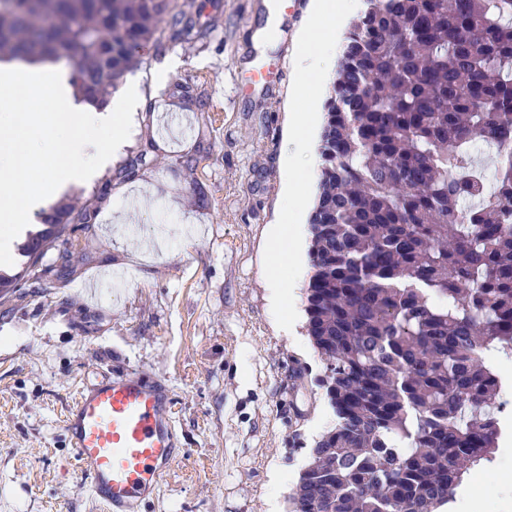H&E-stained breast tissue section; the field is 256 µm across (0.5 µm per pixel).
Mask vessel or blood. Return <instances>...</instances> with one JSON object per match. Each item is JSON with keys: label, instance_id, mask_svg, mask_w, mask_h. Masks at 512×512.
<instances>
[{"label": "vessel or blood", "instance_id": "b4317fda", "mask_svg": "<svg viewBox=\"0 0 512 512\" xmlns=\"http://www.w3.org/2000/svg\"><path fill=\"white\" fill-rule=\"evenodd\" d=\"M65 430L108 512H135L181 455L168 388L136 374L111 375L84 388Z\"/></svg>", "mask_w": 512, "mask_h": 512}]
</instances>
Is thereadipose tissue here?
<instances>
[{"label":"adipose tissue","instance_id":"1","mask_svg":"<svg viewBox=\"0 0 512 512\" xmlns=\"http://www.w3.org/2000/svg\"><path fill=\"white\" fill-rule=\"evenodd\" d=\"M71 79L69 68L48 60L0 62L1 223H21L124 146L137 86L101 106ZM30 168L46 173V182L25 185L21 175Z\"/></svg>","mask_w":512,"mask_h":512}]
</instances>
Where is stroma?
<instances>
[{
    "label": "stroma",
    "instance_id": "1",
    "mask_svg": "<svg viewBox=\"0 0 512 512\" xmlns=\"http://www.w3.org/2000/svg\"><path fill=\"white\" fill-rule=\"evenodd\" d=\"M196 3L209 39L165 38L146 51L132 71L141 104L126 147L72 192L101 197L85 232L89 258L60 294L0 313V512H107L76 464L65 417L83 388L114 373L167 384L182 450L139 512H268L271 494L287 501L334 423L305 331L306 290L286 331L263 279L310 0L278 11L274 0ZM169 59L178 67L158 78ZM177 83L203 85L205 110L165 98ZM148 133L154 162L119 176ZM197 148L207 161L194 179L179 158ZM141 191L145 211L113 223ZM277 471L291 480L276 490Z\"/></svg>",
    "mask_w": 512,
    "mask_h": 512
}]
</instances>
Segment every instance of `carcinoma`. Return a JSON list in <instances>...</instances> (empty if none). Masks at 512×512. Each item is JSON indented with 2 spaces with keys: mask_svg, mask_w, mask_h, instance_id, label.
Segmentation results:
<instances>
[{
  "mask_svg": "<svg viewBox=\"0 0 512 512\" xmlns=\"http://www.w3.org/2000/svg\"><path fill=\"white\" fill-rule=\"evenodd\" d=\"M191 0H0V51L70 49L73 81L107 101L165 33L203 43ZM308 224L306 335L336 420L310 448L289 512H439L492 461L512 353V159L495 187L474 146L512 142V0H366L324 104ZM153 141L120 166L132 178ZM469 199L465 211L462 200ZM98 202L41 217L0 308L64 287Z\"/></svg>",
  "mask_w": 512,
  "mask_h": 512,
  "instance_id": "cac0c4a2",
  "label": "carcinoma"
}]
</instances>
